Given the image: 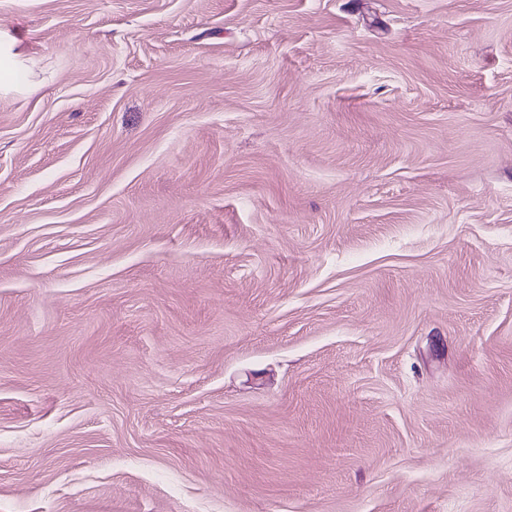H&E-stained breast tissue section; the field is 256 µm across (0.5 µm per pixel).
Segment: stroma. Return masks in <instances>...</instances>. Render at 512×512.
<instances>
[{"label":"stroma","instance_id":"obj_1","mask_svg":"<svg viewBox=\"0 0 512 512\" xmlns=\"http://www.w3.org/2000/svg\"><path fill=\"white\" fill-rule=\"evenodd\" d=\"M0 46V512H512V0Z\"/></svg>","mask_w":512,"mask_h":512}]
</instances>
